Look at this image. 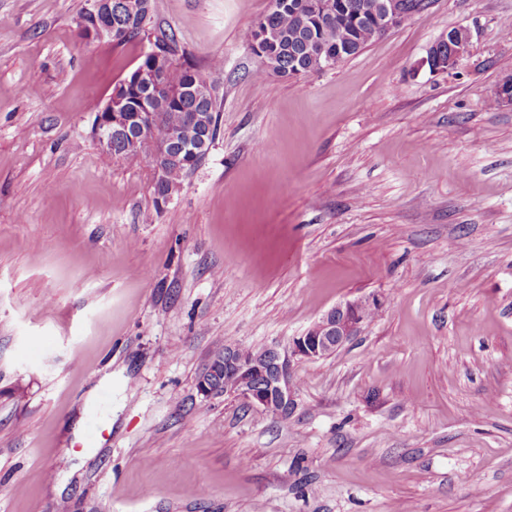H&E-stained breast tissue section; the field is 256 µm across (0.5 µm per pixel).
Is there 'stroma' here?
<instances>
[{
    "mask_svg": "<svg viewBox=\"0 0 512 512\" xmlns=\"http://www.w3.org/2000/svg\"><path fill=\"white\" fill-rule=\"evenodd\" d=\"M87 6L0 0V512H512V0L259 82L270 0H152L121 46L81 39ZM161 29L219 115L162 204L92 136ZM368 297L289 418L200 394L218 350ZM454 35L455 37H452ZM468 37V39H467ZM448 38V41H446ZM470 39V34L468 36V31L461 28H453L448 31L447 34L443 35L434 45H436L437 54L430 48L426 59L424 60V65H427L430 71L433 72H444L454 67L458 58L465 52L468 46V41ZM461 42L459 47L458 43ZM455 47H457L456 52L453 55L448 56V54L455 51ZM448 57V58H447Z\"/></svg>",
    "mask_w": 512,
    "mask_h": 512,
    "instance_id": "stroma-1",
    "label": "stroma"
}]
</instances>
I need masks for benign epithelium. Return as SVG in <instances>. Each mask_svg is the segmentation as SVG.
I'll return each instance as SVG.
<instances>
[{
    "mask_svg": "<svg viewBox=\"0 0 512 512\" xmlns=\"http://www.w3.org/2000/svg\"><path fill=\"white\" fill-rule=\"evenodd\" d=\"M89 11L93 23L80 28L81 37L89 41L112 40V26L109 23L111 0H90ZM409 14L394 0H383L379 15L381 30L387 31L403 23ZM468 42L460 43L456 52L446 58L429 50L424 64L432 72H444L454 67L458 58L467 49ZM115 114L98 113L93 126L94 139L101 150L112 151V125ZM377 307V299L353 300L339 303L327 311L304 333L296 337L291 346L282 349L276 345L261 349L250 359L239 355L236 348H224V370L236 380L234 395L251 406L281 419L288 418L297 407V388L293 377L294 364L306 360L314 361L326 357L332 348H340L357 335L366 319L363 309ZM212 367H207L198 379L200 393L208 398L225 395L224 389L212 385ZM264 377L266 384H257V378Z\"/></svg>",
    "mask_w": 512,
    "mask_h": 512,
    "instance_id": "benign-epithelium-1",
    "label": "benign epithelium"
}]
</instances>
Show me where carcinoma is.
Segmentation results:
<instances>
[{
	"instance_id": "1",
	"label": "carcinoma",
	"mask_w": 512,
	"mask_h": 512,
	"mask_svg": "<svg viewBox=\"0 0 512 512\" xmlns=\"http://www.w3.org/2000/svg\"><path fill=\"white\" fill-rule=\"evenodd\" d=\"M331 2V13L316 20L301 8L303 0H271L269 10L251 32L253 41L266 33L270 36L264 46L269 58L255 78L267 73L293 77L318 72L324 58L339 51L345 58L355 55L377 37L375 15L381 0ZM150 8L151 0H112V43L122 45L136 37ZM467 37V30L453 28L448 40L436 42V52L446 58ZM136 71L143 72L146 79L113 88L126 124L112 133L110 156L146 159L153 167L161 166L164 175L154 181V193L167 196L199 165L216 139L214 85L179 54L174 35L164 32L155 36ZM172 132L177 134V142L168 145L171 159L161 162L151 144L169 140Z\"/></svg>"
}]
</instances>
